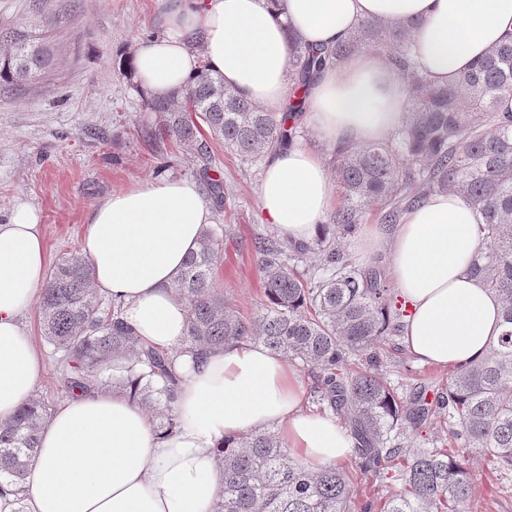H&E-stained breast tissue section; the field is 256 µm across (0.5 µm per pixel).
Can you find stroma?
<instances>
[{
  "label": "stroma",
  "instance_id": "obj_1",
  "mask_svg": "<svg viewBox=\"0 0 512 512\" xmlns=\"http://www.w3.org/2000/svg\"><path fill=\"white\" fill-rule=\"evenodd\" d=\"M43 1L0 0V27L32 31L55 54L38 83L0 87V223L14 202L36 208L53 264L80 253L91 207L112 193L158 176L221 180L224 199L214 204L213 221L225 234L214 283L243 317L255 315L264 296L252 241L277 233L259 208L263 161L242 160L214 140L207 168L195 146L175 139L152 146L140 130L155 116L119 70L121 56L165 33L164 0H47L64 15L49 29L34 24ZM396 358L390 380L399 391H430L448 377L409 351ZM471 472L468 512H512V489L501 488L487 463H474Z\"/></svg>",
  "mask_w": 512,
  "mask_h": 512
}]
</instances>
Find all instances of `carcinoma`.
<instances>
[{
    "label": "carcinoma",
    "mask_w": 512,
    "mask_h": 512,
    "mask_svg": "<svg viewBox=\"0 0 512 512\" xmlns=\"http://www.w3.org/2000/svg\"><path fill=\"white\" fill-rule=\"evenodd\" d=\"M414 24L362 21L334 46L314 50L289 34V76L307 92L322 71L369 45L387 52L406 91V116L391 136L365 146L338 147L333 173L342 203L329 216L332 232L308 247H284L257 237L266 303L243 318L216 288L213 269L224 244L221 226L206 228L175 279L188 310L183 344L199 352L261 343L310 371V390L354 440V463L375 479L401 472L403 488L390 492L382 512H464L474 486L468 466L487 457L497 477L512 475V113L499 111L512 96V41L492 47L452 84H436L412 57ZM53 61L50 47L16 31L0 30V85L19 87ZM161 124L141 130L147 140L197 143L202 128L244 159L290 142L287 118L224 86L201 66L193 81L162 98L145 99ZM455 191L482 217L481 247L468 273L502 301L503 331L487 355L448 372L429 400L401 398L385 370L380 346L402 334L406 304L380 269L363 265L340 246L371 213L395 224L409 207ZM319 256L317 271H300L305 251ZM94 273L81 257L50 270L38 305L41 336L56 357L61 394L121 384L156 417V432L178 425L173 409L177 377L168 352L145 343L119 319L118 307L100 299ZM448 416L449 452L405 448L401 437L423 427L432 407ZM51 403L34 398L0 424V478L26 483L39 432ZM223 475L216 512H371L346 471L329 463L316 472L300 467L270 431L227 437L215 448Z\"/></svg>",
    "instance_id": "obj_1"
}]
</instances>
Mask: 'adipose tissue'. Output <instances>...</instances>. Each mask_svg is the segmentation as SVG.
Wrapping results in <instances>:
<instances>
[{
    "instance_id": "ef3b65f1",
    "label": "adipose tissue",
    "mask_w": 512,
    "mask_h": 512,
    "mask_svg": "<svg viewBox=\"0 0 512 512\" xmlns=\"http://www.w3.org/2000/svg\"><path fill=\"white\" fill-rule=\"evenodd\" d=\"M418 21L413 52L439 84L512 37V0H170L163 36L138 44V91L164 97L201 65L266 109L289 90V33L313 49L350 36L363 20ZM308 122L338 146L386 138L403 118L401 82L384 54L363 51L327 67L308 88ZM266 223L309 241L332 201L321 158L293 143L272 151L259 191ZM212 208L191 179L136 182L91 208L82 254L120 319L166 350L179 377L176 429L157 435L151 415L121 390L62 402L44 425L29 487L0 481V512H215L222 475L214 449L227 436L272 430L305 469L350 455L336 418L310 412L296 369L261 344L187 351L185 303L174 280L196 249ZM481 217L453 191L404 213L392 236L368 230L365 250L387 248L391 276L410 313L403 341L422 363L454 367L486 356L501 331L502 304L467 274ZM41 217L19 202L0 224V422L35 395L45 369L24 317L46 277Z\"/></svg>"
}]
</instances>
